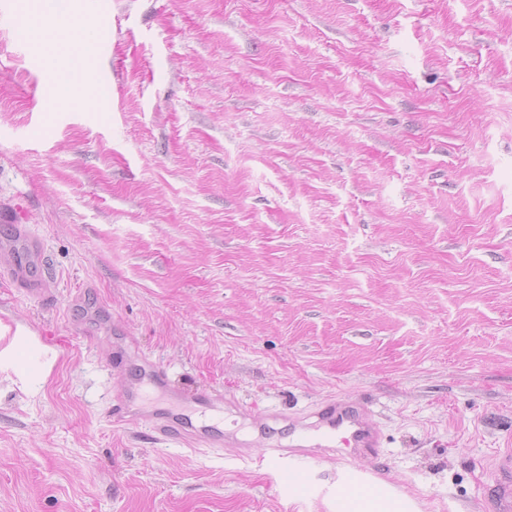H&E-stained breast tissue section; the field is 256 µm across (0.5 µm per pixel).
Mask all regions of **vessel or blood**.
Wrapping results in <instances>:
<instances>
[{"instance_id": "b4317fda", "label": "vessel or blood", "mask_w": 512, "mask_h": 512, "mask_svg": "<svg viewBox=\"0 0 512 512\" xmlns=\"http://www.w3.org/2000/svg\"><path fill=\"white\" fill-rule=\"evenodd\" d=\"M7 261L0 265V279L24 289L32 296L47 292L42 271L47 257L41 240L17 226L5 246ZM138 383L122 384L110 409L113 424L149 427L156 439L175 441L192 450H209L224 445V429L219 425L194 422L191 411H218L224 407L223 397L206 389L191 391L172 384L162 365L145 362ZM149 385L162 398L160 405L146 408L142 404L141 387ZM297 441L286 447H270L264 461L283 466L285 459L303 460L332 447L342 448L353 457L372 452L380 445L381 435L370 419L366 403L335 398L321 403L307 422L297 427ZM493 484L487 494L489 512H512V451L498 455L491 466Z\"/></svg>"}]
</instances>
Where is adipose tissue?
<instances>
[{
  "mask_svg": "<svg viewBox=\"0 0 512 512\" xmlns=\"http://www.w3.org/2000/svg\"><path fill=\"white\" fill-rule=\"evenodd\" d=\"M88 26L76 18L62 21L56 15L40 10L37 22L32 29L36 40L43 48V56L49 71H56L62 58H69L72 66L67 77L55 80L52 86L54 102L75 108L84 109L91 105L93 90L86 76L84 61L93 50V42L86 35ZM62 33L68 38L70 51L61 55L55 49V34Z\"/></svg>",
  "mask_w": 512,
  "mask_h": 512,
  "instance_id": "obj_1",
  "label": "adipose tissue"
}]
</instances>
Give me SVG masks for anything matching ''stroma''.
Here are the masks:
<instances>
[{
	"mask_svg": "<svg viewBox=\"0 0 512 512\" xmlns=\"http://www.w3.org/2000/svg\"><path fill=\"white\" fill-rule=\"evenodd\" d=\"M0 20V512H484L512 449V0H112L93 107ZM235 446L113 426L143 360ZM367 402L378 456L261 464L259 414ZM249 456H241V449ZM7 261L0 265V279L22 288L32 296H44L47 293L46 279L47 256L41 240L17 225L12 237L5 246ZM44 272L38 273L39 270ZM405 511L400 501L388 494H375L369 499L353 497L343 493L337 502L336 512H400Z\"/></svg>",
	"mask_w": 512,
	"mask_h": 512,
	"instance_id": "stroma-1",
	"label": "stroma"
}]
</instances>
